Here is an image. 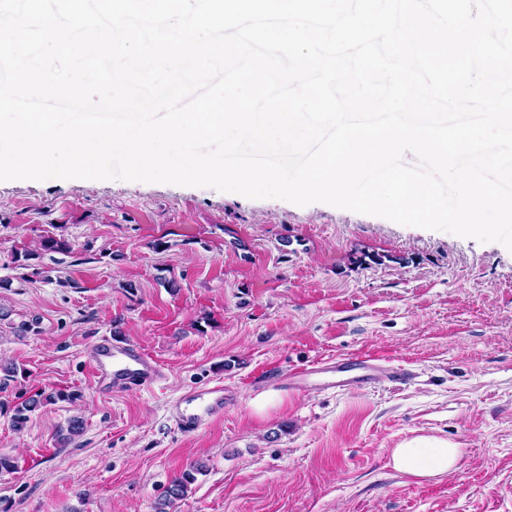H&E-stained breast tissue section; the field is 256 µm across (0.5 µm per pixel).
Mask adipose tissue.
I'll list each match as a JSON object with an SVG mask.
<instances>
[{"label": "adipose tissue", "mask_w": 512, "mask_h": 512, "mask_svg": "<svg viewBox=\"0 0 512 512\" xmlns=\"http://www.w3.org/2000/svg\"><path fill=\"white\" fill-rule=\"evenodd\" d=\"M459 458V449L437 436H413L401 441L391 451L393 469L416 479L448 475L456 470Z\"/></svg>", "instance_id": "obj_1"}]
</instances>
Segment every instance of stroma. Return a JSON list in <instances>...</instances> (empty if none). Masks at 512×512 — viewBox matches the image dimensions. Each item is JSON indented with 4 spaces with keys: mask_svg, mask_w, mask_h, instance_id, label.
Listing matches in <instances>:
<instances>
[{
    "mask_svg": "<svg viewBox=\"0 0 512 512\" xmlns=\"http://www.w3.org/2000/svg\"><path fill=\"white\" fill-rule=\"evenodd\" d=\"M48 237L68 253L42 251ZM25 263H18V256ZM0 512H512V251L325 203L123 180L0 181ZM37 331L16 334L24 322ZM164 378L100 388L101 337ZM371 355L402 387L332 386L297 369ZM224 387V413L182 433L174 407ZM80 393L22 429L12 408ZM84 432L62 445L71 416ZM416 435L461 450L432 479L394 471ZM78 395L65 390H41L40 392L25 399L13 408L11 421L16 429H21L29 420L31 413L46 405L55 404L58 401L73 402ZM204 467L202 463L195 462L190 466L189 470L184 471L180 476L171 481L168 490L166 491L165 498L157 506L156 512H167L165 507L169 506L173 501L184 498L190 486L195 482V474L203 473Z\"/></svg>",
    "mask_w": 512,
    "mask_h": 512,
    "instance_id": "stroma-1",
    "label": "stroma"
}]
</instances>
